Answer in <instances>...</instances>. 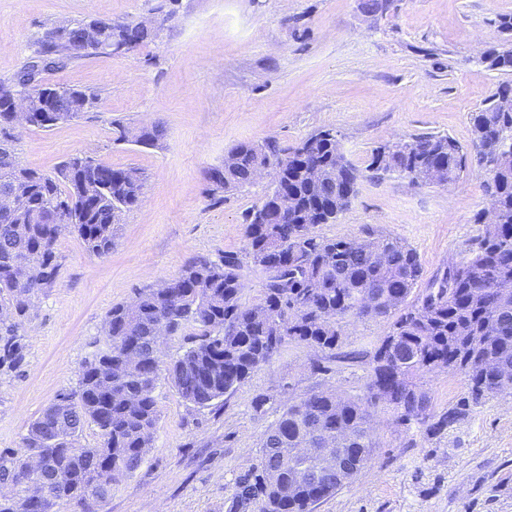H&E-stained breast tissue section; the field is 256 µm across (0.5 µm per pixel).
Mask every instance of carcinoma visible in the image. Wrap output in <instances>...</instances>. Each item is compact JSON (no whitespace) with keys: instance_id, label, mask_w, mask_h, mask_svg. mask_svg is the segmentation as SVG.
<instances>
[{"instance_id":"obj_1","label":"carcinoma","mask_w":512,"mask_h":512,"mask_svg":"<svg viewBox=\"0 0 512 512\" xmlns=\"http://www.w3.org/2000/svg\"><path fill=\"white\" fill-rule=\"evenodd\" d=\"M93 23L104 46L118 40L138 48L157 38V29L146 24ZM71 28L74 35L68 39L45 35L38 41L40 49L14 79L22 92H37L28 82H41L43 72L92 54L80 28ZM484 65L512 72V45L490 46ZM51 90L56 109L76 116L87 112L86 96L98 98L79 88ZM510 94L512 83H502L470 114L471 144L481 148L480 157L463 152L449 136L433 134L400 138L373 153L369 168L376 175L393 170L383 163V154L389 153L400 171L410 170L425 181L442 167L449 183L467 170L483 172L489 155L499 160L493 181H484L495 199V221L484 225L461 259L412 302L422 263L407 243L374 230L341 239L316 233L348 209L363 177L336 138L319 131L288 150L274 141L230 148L232 162L208 173L210 192L251 185L259 167L278 161L288 208L281 207L273 190L246 218L244 255L198 257L168 287L141 288L133 302L112 306L102 344L82 365L76 389L60 393L32 422L24 449L0 451V512H26L45 495L52 507L67 500L80 512H95L94 506L140 467L151 448L160 377L186 403L209 407L287 344L334 351L345 327L364 318L388 323L374 350L365 394L341 397L322 389L284 408L260 439L259 464L238 483L235 507L261 498L264 512H311L312 505L350 484L377 447L372 407H382L398 424L415 422L434 434L462 420L486 397L512 395V293L499 289L512 285V109H502ZM142 190L136 169L114 168L78 153L53 175L26 168L17 159L12 136L0 131V193H19L37 211L64 204L72 216L66 224L0 221V310L11 313L0 321V364L22 359L17 328L33 299L58 279L59 237L75 234L88 251L108 254L116 217L139 204ZM246 265L265 274L258 302L251 306L242 302ZM189 325L199 328V338L181 355L169 361L156 355L153 336L160 331L176 336ZM448 367L466 376L467 396L437 417L420 379ZM380 389L386 393L382 403L375 399ZM88 425L97 429L99 441L93 448L79 447L76 441ZM322 440L350 459L347 478L333 473L314 481L318 463L300 457L296 448L303 441ZM32 456L44 460L45 477L26 469ZM297 471L305 478L290 495L284 487Z\"/></svg>"}]
</instances>
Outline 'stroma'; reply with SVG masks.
I'll return each mask as SVG.
<instances>
[{
	"label": "stroma",
	"instance_id": "35a3bbf8",
	"mask_svg": "<svg viewBox=\"0 0 512 512\" xmlns=\"http://www.w3.org/2000/svg\"><path fill=\"white\" fill-rule=\"evenodd\" d=\"M0 0V84L12 83L64 22L150 18L157 39L127 55L93 54L44 74V82L98 94L96 109L52 129L14 133L21 165L54 173L71 154L138 169L142 203L116 224L97 256L73 234L56 245V284L18 329L24 359L0 366V451L18 449L30 423L75 389L113 305L157 287L196 256L242 252L246 214L267 182L210 193V169L243 143L288 149L335 129L346 158L363 170L358 192L327 238L378 229L418 253L425 279L458 259L481 234V177L439 185L367 169L374 150L401 138L447 135L469 146V116L512 72L479 55L499 41L493 25L512 0ZM159 127L156 146L117 140L114 125ZM379 320L345 329L336 352L291 344L236 391L207 408L185 403L167 381L154 390L158 424L141 467L99 512H229L241 475L259 463V442L289 402L317 389L365 392ZM435 414L466 393L458 372L424 374ZM266 397L255 411V397ZM378 443L370 464L314 512H512V396L473 408L431 435L372 411Z\"/></svg>",
	"mask_w": 512,
	"mask_h": 512
}]
</instances>
